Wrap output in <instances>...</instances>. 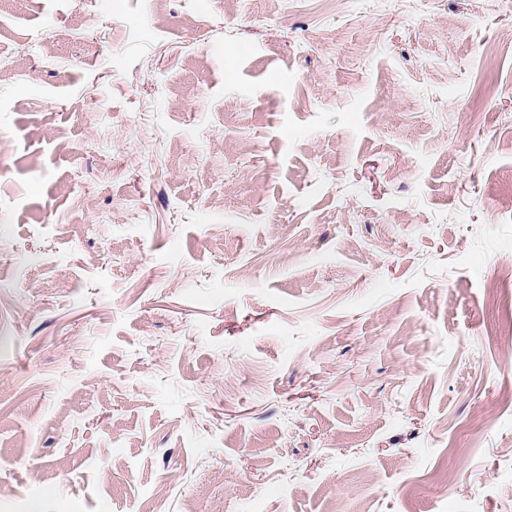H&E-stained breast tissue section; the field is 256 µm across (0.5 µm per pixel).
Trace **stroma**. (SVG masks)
I'll return each mask as SVG.
<instances>
[{
    "label": "stroma",
    "instance_id": "stroma-1",
    "mask_svg": "<svg viewBox=\"0 0 512 512\" xmlns=\"http://www.w3.org/2000/svg\"><path fill=\"white\" fill-rule=\"evenodd\" d=\"M512 0H0V512H512Z\"/></svg>",
    "mask_w": 512,
    "mask_h": 512
}]
</instances>
